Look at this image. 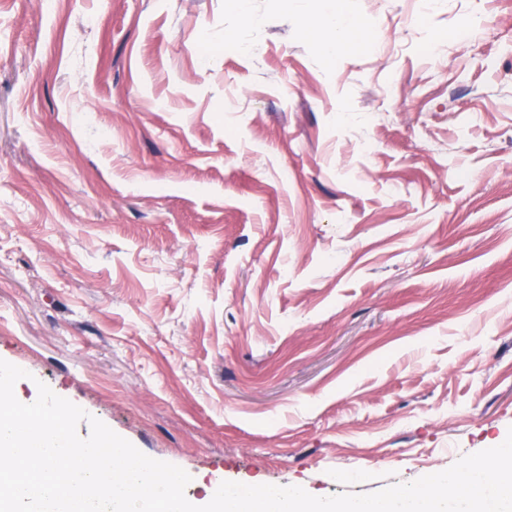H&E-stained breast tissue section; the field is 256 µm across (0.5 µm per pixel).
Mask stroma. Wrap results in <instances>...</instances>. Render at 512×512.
<instances>
[{
	"mask_svg": "<svg viewBox=\"0 0 512 512\" xmlns=\"http://www.w3.org/2000/svg\"><path fill=\"white\" fill-rule=\"evenodd\" d=\"M325 2L0 0V359L189 497L512 428V0ZM332 3L333 7L327 16V21L318 34L328 51L338 53L351 47L354 44V35L357 39L360 38L365 27L362 23L348 18L341 0L332 1Z\"/></svg>",
	"mask_w": 512,
	"mask_h": 512,
	"instance_id": "35a3bbf8",
	"label": "stroma"
}]
</instances>
